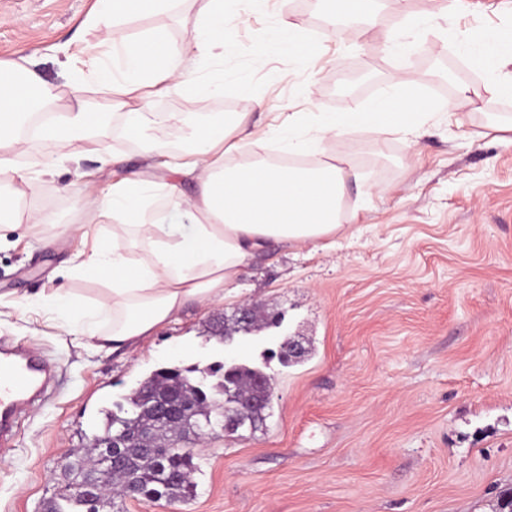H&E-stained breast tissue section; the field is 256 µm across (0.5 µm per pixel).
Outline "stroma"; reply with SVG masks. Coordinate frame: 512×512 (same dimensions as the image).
<instances>
[{
	"instance_id": "35a3bbf8",
	"label": "stroma",
	"mask_w": 512,
	"mask_h": 512,
	"mask_svg": "<svg viewBox=\"0 0 512 512\" xmlns=\"http://www.w3.org/2000/svg\"><path fill=\"white\" fill-rule=\"evenodd\" d=\"M94 0H0V59L30 55L50 83L88 71L99 40L81 23ZM202 0L139 14L128 33L161 29L188 49ZM325 0H238L224 23L234 45L224 78L238 92L206 102L171 91L150 112H244L254 138L269 139L296 112H349L398 79L434 112L416 146L396 134L380 142L327 140L328 156L351 160L366 183L349 184L335 244L278 247L243 273L234 296L187 309L179 323L131 353L80 347L50 310L55 288L102 298L93 274L56 277L86 243L110 240L111 224L86 225L84 185L104 189L142 172L138 145L113 120L108 132L61 174L39 177L30 198L51 220L36 230L0 225V340L39 347L62 380L32 407L15 443L0 447V512H46L64 489L63 468L101 427L102 409L122 401L160 368H206L230 357L264 367L274 396L265 427L211 439L184 499L126 500L122 512H501L512 492V63L486 67L459 41L494 32L512 40V0H389L382 28L331 27ZM290 27L304 53H268L272 32ZM409 43L399 56L385 32ZM463 66L469 103L453 100L433 63ZM265 108H258V101ZM33 299L15 311L20 297ZM285 315L230 347L213 327L243 302ZM304 352L289 365L265 361L282 335Z\"/></svg>"
}]
</instances>
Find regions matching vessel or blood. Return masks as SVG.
<instances>
[{
  "instance_id": "b4317fda",
  "label": "vessel or blood",
  "mask_w": 512,
  "mask_h": 512,
  "mask_svg": "<svg viewBox=\"0 0 512 512\" xmlns=\"http://www.w3.org/2000/svg\"><path fill=\"white\" fill-rule=\"evenodd\" d=\"M51 372L49 360L38 350L18 355L0 352V445L12 444L21 421L20 409L42 396Z\"/></svg>"
}]
</instances>
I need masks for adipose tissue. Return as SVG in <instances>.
<instances>
[{"mask_svg":"<svg viewBox=\"0 0 512 512\" xmlns=\"http://www.w3.org/2000/svg\"><path fill=\"white\" fill-rule=\"evenodd\" d=\"M133 3L95 0L86 23L101 31V51L88 73L75 74L67 87L49 83L22 62L0 60V86L9 97L0 110V219L48 223L47 213L24 201L33 175L54 174L80 155L109 129L113 115H120L126 136L149 158L156 146L144 135L152 121L141 106L144 99L177 89L202 98L223 92V76L191 80L189 64L213 59L223 47L224 18L236 0H204L193 25L194 56L170 46L163 30L128 34L124 24ZM91 84L106 92V111L89 110L85 94ZM423 108L411 87L398 80L365 108L289 117L268 142L251 140L241 113H207L193 125L173 165L174 173L195 183L196 193L183 195L174 184L166 193L188 216L189 229L164 223L151 209L157 187L152 174H133L105 190L88 187L82 222L72 232L108 220L112 239L79 253L71 271L103 278L108 299L80 305L61 288L52 305L73 318L70 333L79 346L135 350L142 339L179 321L187 308L223 302L253 260L274 246L315 245L334 236L345 183L362 176L325 156L324 140L389 132L407 139L420 128ZM35 140L50 143L54 156L34 168L20 158Z\"/></svg>","mask_w":512,"mask_h":512,"instance_id":"1","label":"adipose tissue"}]
</instances>
